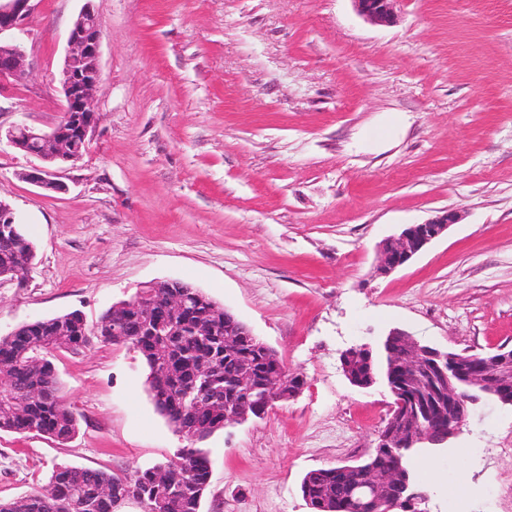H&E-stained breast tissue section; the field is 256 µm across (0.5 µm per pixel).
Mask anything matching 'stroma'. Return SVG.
Here are the masks:
<instances>
[{"label": "stroma", "mask_w": 512, "mask_h": 512, "mask_svg": "<svg viewBox=\"0 0 512 512\" xmlns=\"http://www.w3.org/2000/svg\"><path fill=\"white\" fill-rule=\"evenodd\" d=\"M84 0H38L6 36L30 76L0 88V129H49ZM99 125L48 193L39 161L0 142V198L37 246L0 287V336L69 311L88 324L146 285L200 288L306 383L264 418L206 441L200 512H310L300 482L372 448L393 397L340 355L399 328L439 349L512 347V0H398L374 25L352 0H93ZM451 208L405 266L378 246ZM71 440L0 433V500L58 465L122 475L185 440L158 414L131 347L60 352ZM473 449L462 459L460 449ZM427 512H512V407L482 399L445 449L415 456Z\"/></svg>", "instance_id": "35a3bbf8"}]
</instances>
